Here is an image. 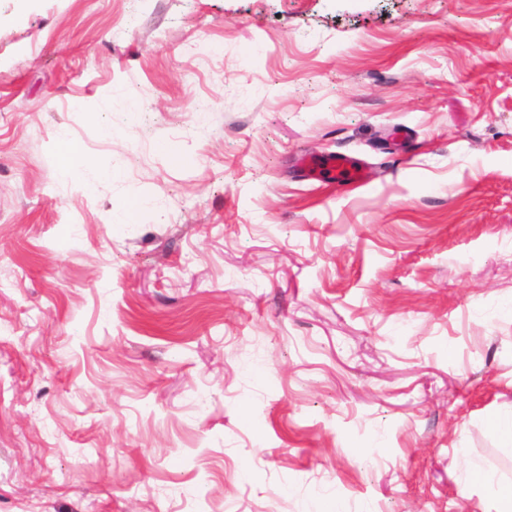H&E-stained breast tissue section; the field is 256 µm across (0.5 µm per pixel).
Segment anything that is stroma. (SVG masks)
<instances>
[{
  "label": "stroma",
  "instance_id": "1",
  "mask_svg": "<svg viewBox=\"0 0 512 512\" xmlns=\"http://www.w3.org/2000/svg\"><path fill=\"white\" fill-rule=\"evenodd\" d=\"M509 413L512 0H0V512H498ZM79 153L76 144L70 138L67 130L59 131L57 135V161L62 177L71 174L75 156ZM315 167L336 169V175L354 185L360 184V166L346 155H332L314 162Z\"/></svg>",
  "mask_w": 512,
  "mask_h": 512
}]
</instances>
